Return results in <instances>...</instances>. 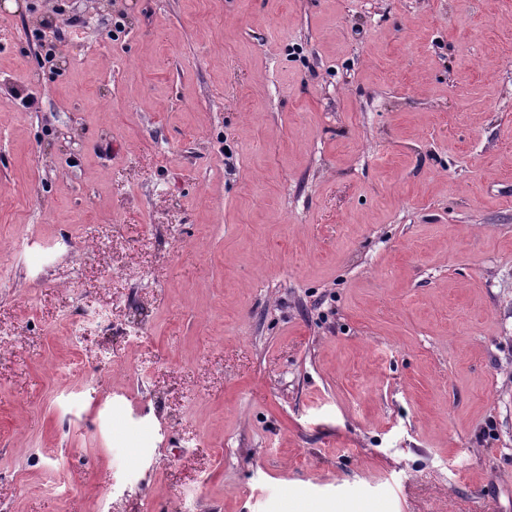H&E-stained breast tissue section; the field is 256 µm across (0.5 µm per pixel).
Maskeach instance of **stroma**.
Here are the masks:
<instances>
[{
    "label": "stroma",
    "instance_id": "35a3bbf8",
    "mask_svg": "<svg viewBox=\"0 0 512 512\" xmlns=\"http://www.w3.org/2000/svg\"><path fill=\"white\" fill-rule=\"evenodd\" d=\"M302 504L512 512V0H0V512Z\"/></svg>",
    "mask_w": 512,
    "mask_h": 512
}]
</instances>
